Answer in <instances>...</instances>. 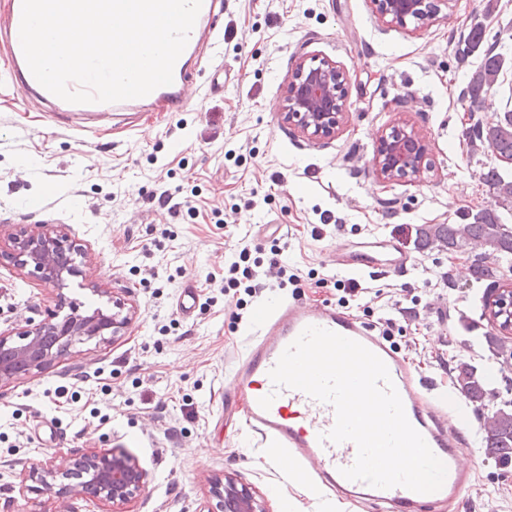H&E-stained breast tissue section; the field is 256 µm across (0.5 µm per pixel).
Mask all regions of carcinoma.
I'll return each instance as SVG.
<instances>
[{
	"label": "carcinoma",
	"mask_w": 512,
	"mask_h": 512,
	"mask_svg": "<svg viewBox=\"0 0 512 512\" xmlns=\"http://www.w3.org/2000/svg\"><path fill=\"white\" fill-rule=\"evenodd\" d=\"M502 66L499 55L485 54L483 63L467 86L469 109H479ZM478 139L486 143L498 157L512 159V113H504L502 120L479 131ZM481 179L493 189L497 200L512 203V180H505L496 167L484 171ZM473 244L484 249V259L474 266L475 279H493L496 277V268L488 265L486 260L507 261L512 258V227L501 223L496 210L487 208L476 213L473 222L469 224H425L417 235V245L421 249L437 246L456 251ZM457 385L470 402L481 408L485 406L488 392L473 369L460 367ZM484 440L487 454L499 465L512 464V409L499 407L493 411L487 418Z\"/></svg>",
	"instance_id": "1"
}]
</instances>
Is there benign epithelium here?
<instances>
[{
  "label": "benign epithelium",
  "mask_w": 512,
  "mask_h": 512,
  "mask_svg": "<svg viewBox=\"0 0 512 512\" xmlns=\"http://www.w3.org/2000/svg\"><path fill=\"white\" fill-rule=\"evenodd\" d=\"M372 2L382 16L399 25L410 18L420 27L435 17L429 0ZM346 98L345 71L332 60L314 58L299 64L288 82L281 116L311 139H330L336 134ZM427 151L426 138L417 130L398 127L380 136L373 164L386 180L414 177L425 167ZM14 244L24 257L20 265L32 266V275L59 290L67 278L82 274L76 257L83 256L84 249L52 225L24 233ZM114 307L117 311L110 315L101 311L63 315L58 308L38 323L26 320L12 335L0 333V385L44 370L79 344L119 335L130 317L122 314L121 303H114ZM28 478L38 481L42 492L51 497H79L98 508L134 499L145 487L148 474L129 456L93 450L73 454L58 467L36 468ZM213 495L217 498L214 512H265L256 492L228 475L215 483Z\"/></svg>",
  "instance_id": "benign-epithelium-1"
}]
</instances>
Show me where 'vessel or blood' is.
<instances>
[{"label":"vessel or blood","instance_id":"vessel-or-blood-1","mask_svg":"<svg viewBox=\"0 0 512 512\" xmlns=\"http://www.w3.org/2000/svg\"><path fill=\"white\" fill-rule=\"evenodd\" d=\"M6 4L7 25L0 27V72L20 91L23 100L39 98L53 112L99 115L127 109L141 111L158 101L166 102L171 109H182L186 105L183 87L192 73L190 63L199 45L204 41L216 45L224 38L223 30L211 24L223 10V0H203L188 43L174 65L172 84L159 87L147 96L120 102L70 103L51 94L31 74L19 36L22 0H6ZM254 320L259 329L247 344L234 374L233 398L243 404L242 426L258 433L276 453H287L295 461L299 474L313 476L320 488L341 492L349 500L389 504L393 512H421L428 500L440 505L449 503L472 481L473 469L462 463L457 437L448 431L445 396L423 394L410 367L386 344L384 337L374 334L372 328L335 308L298 303L265 306L255 312ZM309 326L322 327L355 340L387 365L410 424L447 468L443 486L433 492L431 498L401 486L380 489L346 479L342 471L354 464L357 448L350 441L325 440V433L335 424L333 406L316 401L300 390H275L270 370L282 352ZM269 394L274 400L270 408H262L259 401Z\"/></svg>","mask_w":512,"mask_h":512}]
</instances>
